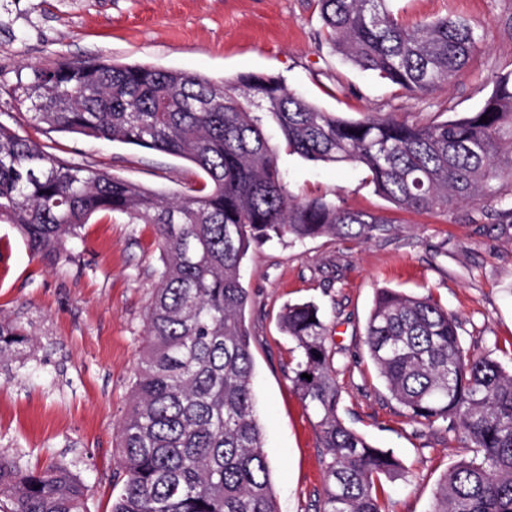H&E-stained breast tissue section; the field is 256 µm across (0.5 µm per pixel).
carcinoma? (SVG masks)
<instances>
[{
	"label": "carcinoma",
	"mask_w": 512,
	"mask_h": 512,
	"mask_svg": "<svg viewBox=\"0 0 512 512\" xmlns=\"http://www.w3.org/2000/svg\"><path fill=\"white\" fill-rule=\"evenodd\" d=\"M391 2L319 0L331 51L411 96L469 65L478 38L468 20L405 25ZM492 84L479 111L419 125L392 115L341 118L270 75L224 85L91 60L32 66L17 79L12 97L29 105L36 124L162 151L205 175L193 194L161 195L63 161L0 123V223L13 225L34 255L50 265L68 257V241L99 212L157 234L162 267L118 428L123 484L111 512H279L252 394L242 261L254 243L369 238L389 220L339 196H294L267 129L310 160L365 169L375 191L401 210L448 218L489 202V218L512 224V72ZM282 329L300 352L288 378L317 416L325 448L321 512H385L381 478L405 480L408 470L339 416L320 309L286 307ZM34 345L24 327L0 316V367ZM366 346L411 421L442 420L467 442L471 455L442 477L433 512H512V371L468 354L455 314L388 288L374 299ZM89 498L64 461L30 470L0 454V512H89Z\"/></svg>",
	"instance_id": "carcinoma-1"
}]
</instances>
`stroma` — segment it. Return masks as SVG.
<instances>
[{
	"instance_id": "35a3bbf8",
	"label": "stroma",
	"mask_w": 512,
	"mask_h": 512,
	"mask_svg": "<svg viewBox=\"0 0 512 512\" xmlns=\"http://www.w3.org/2000/svg\"><path fill=\"white\" fill-rule=\"evenodd\" d=\"M404 23L471 21L479 38L469 66L422 96L333 55L317 0H0V123L57 157L166 192L197 188L190 161L135 145L34 125L10 88L30 67L102 58L233 82L271 74L325 111L361 120L394 115L418 124L478 111L491 77L512 71V0H397ZM288 186L300 198L341 196L387 218L368 239L322 236L252 245L243 263L254 394L279 512H318L325 483L319 428L294 391L298 358L280 329L285 305L319 306L334 354L339 413L369 442L393 450L411 479H382L388 512H432L441 477L466 453L443 426L409 420L392 400L364 343L377 289L429 296L459 318L472 354L512 367V226L397 209L365 170L312 162L274 138ZM52 266L13 225L0 223V314L35 337L25 363L0 368V452L33 469L64 459L89 486L90 512H110L121 486L117 428L127 410L161 267L155 230L98 213Z\"/></svg>"
}]
</instances>
